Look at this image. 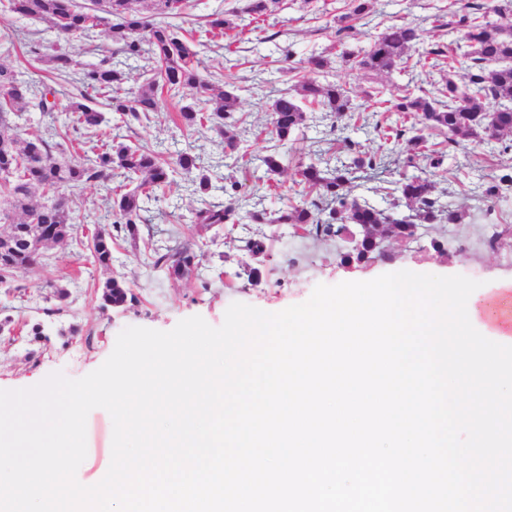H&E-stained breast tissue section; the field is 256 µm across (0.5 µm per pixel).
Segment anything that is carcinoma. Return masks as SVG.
Listing matches in <instances>:
<instances>
[{
	"mask_svg": "<svg viewBox=\"0 0 512 512\" xmlns=\"http://www.w3.org/2000/svg\"><path fill=\"white\" fill-rule=\"evenodd\" d=\"M139 2L107 0L103 16L82 10L74 0H0V11L47 20L67 37L86 36L104 26L108 37L123 44V52L129 55L140 54L141 43H147L154 66L144 72V84L136 92L125 87L126 74L113 65H92L79 73L75 82L80 85L81 100L72 103L66 113L65 129L83 128L94 134L100 131L103 116L96 108L98 95L112 111L138 121L158 111V92L164 90L175 98L182 90L191 88L199 97L178 108L175 126L197 133L210 130L225 134L227 126L237 123V97L223 74H202L193 40L179 36L173 25L166 22L169 17L184 14L189 0H151L149 15L137 7ZM279 3L280 0H250L246 13L255 19L265 17L273 14ZM372 8V0H354L351 12L340 18L343 25L336 28L338 43H344L353 29L350 21ZM492 14L497 19H491ZM239 20L241 15L232 11L208 25L215 38H238L243 35ZM440 26L448 28V34L458 35L468 50L457 55L455 40L446 46L436 44L422 50L421 29L401 21L384 27L368 50L358 54L345 51L343 58L353 67L384 74L408 63L412 53L417 52L419 60L441 73V81L434 90L407 87L389 108L413 120L411 126L395 129V143L402 145L407 167L427 148L426 130L443 135L452 147L464 140H493L499 144L500 153H512V0H495L492 5L475 2L461 10L450 8L448 21ZM47 61L60 76L69 75L79 66L69 51L60 46L52 48ZM458 69L464 71L460 81L456 79ZM351 101V91L342 85L306 75L298 77L292 91L281 94L269 106L268 133L276 142V151L264 157L267 173L282 171L277 148L287 146L291 137L304 127L303 105L340 118L351 111ZM489 101L497 103V107L488 108ZM28 107L51 112L54 103L47 94L39 95L21 81L13 69L0 65V174L9 186L12 209V214L6 215L11 228L5 239H0V283L9 281L19 270L35 267L44 249L72 236L78 215L74 201L65 193L69 188L92 181L102 183L111 200L110 212L115 223L124 225L132 237L141 221L143 204L171 181L174 172L179 170L188 177L195 195H206L212 189L209 171L189 149L179 152L175 166L171 167L162 162L163 150L157 147L100 138L92 146V155L81 162L59 158L54 154L59 143L43 136L24 139L15 131L12 115ZM345 151L347 156L336 158L333 166L314 161L300 165L298 174L306 194L313 195L311 199L303 197L271 213L254 209L242 215L238 197L242 184L231 179L224 184V193L231 203L197 210L194 223L210 230L248 219L255 224H289L318 240L342 241L353 237L356 246L339 253L340 264L350 265L384 258L377 243L364 236L367 227L374 231L383 227L389 230L391 238L406 239L414 235L418 224H439L444 220L462 224L467 218L464 211L440 202L430 178L407 169L394 182V198L386 208L352 195L353 172L380 168L384 158L359 150L353 141L345 144ZM114 175L121 181L112 188L109 181ZM482 195L492 201L511 198L512 165L502 167L500 174L482 186ZM200 249L202 246L195 241L174 249H156L151 263L166 277L181 281L197 271ZM242 250L259 262L270 257L261 237L244 239ZM91 252L99 266L111 267L112 235L97 233ZM129 295V287L117 277L102 284L105 308L125 306Z\"/></svg>",
	"mask_w": 512,
	"mask_h": 512,
	"instance_id": "carcinoma-1",
	"label": "carcinoma"
}]
</instances>
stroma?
Returning <instances> with one entry per match:
<instances>
[{"mask_svg":"<svg viewBox=\"0 0 512 512\" xmlns=\"http://www.w3.org/2000/svg\"><path fill=\"white\" fill-rule=\"evenodd\" d=\"M466 2L377 0L375 14L355 21L350 37L340 43L335 36L336 18L350 12L352 0H318L312 9L302 0H281L278 11L251 20L239 41L217 45L208 31L209 20L232 9H243L247 0H190L189 9L173 24L179 33L193 38L205 73H221L233 85L239 98L238 113L246 119L245 124L235 125L233 132L247 146L250 162L235 172L223 167V137L213 131L191 135L176 128L172 116L179 102L166 94L161 97L160 111L120 127L122 135L136 144L150 147L171 140L176 148H192L202 165L210 167L214 188L202 198L192 195L183 176L174 174L171 183L146 204L134 237L112 232L102 186L90 182L74 189L72 197L80 214L77 233L48 248L42 265L18 271L9 283L0 284V390L28 388L54 372L81 378L104 363L118 334L129 326L168 331L192 316L220 326L227 308L235 302L274 313L305 302L316 285L368 281L400 270L461 274L489 288L512 280V265L499 260L500 252L512 251V199L489 201L478 192L501 166L512 164V154L501 155L493 145L468 141L447 156L443 172L434 173L436 196L443 204L469 213L468 223L419 225L412 238L385 242L390 260L349 269L339 261L336 241L303 237L288 224H264L260 230L270 238L271 258L260 267L259 283L241 278L227 285L218 281L217 274L236 265L240 257L237 242L253 230L249 224H227L206 232L198 276L174 282L147 265L151 249L175 248L197 239L192 213L205 203L224 204V176L234 175L245 193L263 195L264 208L274 211L299 200L302 186L296 174L298 164L322 155L335 156L343 138L357 142L363 150L385 154L384 169L359 170L352 183L354 194L380 203L382 189L398 177V156L389 152L381 133L374 129L387 115L369 109L370 97L377 93L392 100L408 81L417 80L427 89L439 82L440 75L400 67L375 74L344 63L340 53L345 49L367 50L384 25L400 20L421 26L424 45L447 41V31L437 27L435 18L446 13L450 4L461 7ZM62 43L82 64H116L125 71L126 85L132 89L141 86L149 66L147 54L123 53L120 43L104 30L68 39L49 22L1 12L0 64L19 72L23 81L57 90L53 113L20 112L16 123L23 137L45 135L60 126L71 102L79 98L76 84L55 77L50 63L43 60L44 54ZM318 54L330 61L324 78L350 88L360 108L336 124L325 113L308 112L302 135L288 145L283 171L268 175L262 162L271 145L263 133L268 107L281 91L293 87L295 73H307L309 58ZM271 182L279 186L272 195L266 192ZM101 230L111 231L113 238L112 265L107 269L94 264L90 250L93 236ZM437 241L442 242V249H434ZM114 276L126 281L133 299L122 308L101 309L100 287ZM37 323L42 324L43 335H32L31 328ZM112 430V419L105 409L90 411L87 455L77 471L79 483L93 484L107 471Z\"/></svg>","mask_w":512,"mask_h":512,"instance_id":"obj_1","label":"stroma"}]
</instances>
